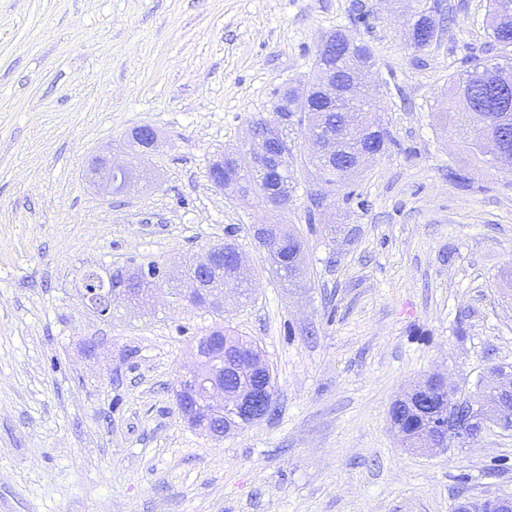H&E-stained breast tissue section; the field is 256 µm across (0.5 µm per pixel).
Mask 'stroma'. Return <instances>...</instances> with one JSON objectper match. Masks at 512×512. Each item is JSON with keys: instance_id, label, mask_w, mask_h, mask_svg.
<instances>
[{"instance_id": "stroma-1", "label": "stroma", "mask_w": 512, "mask_h": 512, "mask_svg": "<svg viewBox=\"0 0 512 512\" xmlns=\"http://www.w3.org/2000/svg\"><path fill=\"white\" fill-rule=\"evenodd\" d=\"M487 5L0 0V512H453L512 496V432L424 456L388 418L432 374L470 391L512 371V170L478 165L439 113L450 75L496 53ZM422 7L445 33L416 52ZM339 28L373 51L365 81L397 145L328 203L287 288L255 237L269 212L209 168L247 148L284 86L305 88ZM142 125L158 135L144 154L125 147ZM104 153L135 183L106 193L87 171ZM227 240L253 296L226 285L223 324L262 348L275 410L216 441L175 390L216 322L184 300V261ZM150 263L168 277L146 301L85 307L87 270Z\"/></svg>"}]
</instances>
